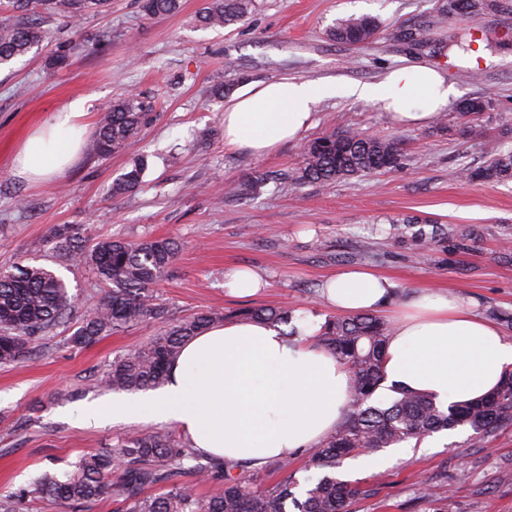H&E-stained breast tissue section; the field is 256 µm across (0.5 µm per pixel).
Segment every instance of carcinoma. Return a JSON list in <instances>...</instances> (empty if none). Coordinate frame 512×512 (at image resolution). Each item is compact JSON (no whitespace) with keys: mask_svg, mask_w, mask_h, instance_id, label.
<instances>
[{"mask_svg":"<svg viewBox=\"0 0 512 512\" xmlns=\"http://www.w3.org/2000/svg\"><path fill=\"white\" fill-rule=\"evenodd\" d=\"M59 5L69 17L79 20L83 12L106 6L107 0H11L17 12L28 15L24 22L0 23V65L26 56L47 38L39 18L31 15L34 4ZM252 0H206L196 17L205 28L227 27L247 13ZM498 7V0H446L436 19L425 24L396 28L391 40L407 45L423 43L425 33L449 17L480 18ZM148 17L173 14L180 0H141ZM379 31L369 16L351 15L337 21L330 37L340 43H368ZM474 32L469 28L448 34V43L436 45L440 53L457 47L472 50ZM486 104L479 98L462 101L458 115L470 133L482 134L477 120ZM155 112L147 97L130 93L112 102L102 113L96 136L88 152L107 158L124 149ZM403 152L395 139H376L353 130L333 132L311 142L304 151L303 165L288 177V185L329 182L356 178L400 164ZM146 161L142 158L112 183V194L137 190ZM478 177L490 182L512 179V149L491 148L489 160ZM47 251L62 263L88 266L95 276L109 285L101 301L87 308L79 326L68 337L75 349L85 348L99 338L135 326L149 318L162 323L160 330L139 348L112 361L103 375L105 389L135 392L163 386L171 365L183 345L210 326L226 320L217 313L200 312L172 321L167 311L154 302L152 286L170 268L180 251L172 238H146L130 242L105 238L88 244L86 228L79 224L53 226L44 239ZM72 308L63 279L54 271L20 260L0 269V366L29 359L46 335L68 318ZM243 316L273 327L289 324L292 312L284 308L246 310ZM391 327L379 316L360 314L327 320L321 326L318 342L345 364L352 375L347 411L336 429L317 444L313 464L322 471L304 490L303 498L294 491L296 483L284 482L272 489H261L247 477L234 476L233 465L201 455L190 442L167 431L133 433L119 440L112 451L82 457L72 468L59 474L45 472L37 480L9 494L0 495V512H23L31 498H43L69 505L97 501L109 493L120 502L119 512H348L355 490L336 477V469L347 458L370 448L378 451L418 440L423 436L457 426H468L484 435L512 424V370L486 396L465 404L443 406L430 394L393 389L388 404L376 401L385 381L384 355ZM191 475L205 481H218L224 491L207 496L193 486L178 481ZM155 488L159 493L146 494Z\"/></svg>","mask_w":512,"mask_h":512,"instance_id":"carcinoma-1","label":"carcinoma"}]
</instances>
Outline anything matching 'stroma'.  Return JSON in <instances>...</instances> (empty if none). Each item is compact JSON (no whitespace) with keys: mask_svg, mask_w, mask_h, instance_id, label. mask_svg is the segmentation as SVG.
I'll use <instances>...</instances> for the list:
<instances>
[{"mask_svg":"<svg viewBox=\"0 0 512 512\" xmlns=\"http://www.w3.org/2000/svg\"><path fill=\"white\" fill-rule=\"evenodd\" d=\"M204 0H181L177 14L148 17L140 0H109L73 28L64 13L42 14L48 37L25 57L0 67V268L17 256L54 268L74 296L68 325L42 340L24 364L0 366V494L27 485L45 471L60 472L88 453L111 448L125 435L160 430L157 422L79 423V409L111 399L99 380L112 360L143 345L157 330L145 321L78 350L67 338L82 310L106 288L87 267L66 266L42 251L57 224H81L90 238L131 241L172 237L181 250L154 286L157 304L172 318L201 311L240 313L286 307L294 319L322 323L336 312L323 284L342 270L364 267L392 278L401 298L442 290L494 323L512 342V180L461 179L463 169L484 166L487 146L512 149V48L493 38L512 35L508 10L480 18L472 45L488 62L469 66L447 57L430 61L445 70L461 99L487 98L483 137L465 133L448 107L443 122L408 128L380 104L331 99L301 140L256 155L224 145V102L212 93L215 76L243 79L233 88L283 76L309 81L379 82L391 69L422 55L389 39L391 29L435 15L443 0H254L249 13L228 27L204 28L195 15ZM350 15L380 22L368 44H339L329 28ZM66 55L62 68L49 60ZM137 93L152 98L156 113L120 152L101 159L80 153L64 172L41 183L13 174L18 142L75 97L88 96L87 118L96 126L113 100ZM344 129L400 141L399 167L350 180L285 189L306 142ZM148 168L141 188L116 196L112 183L139 157ZM267 176L253 195L235 187L255 173ZM258 272L266 286L240 298L224 288L234 267ZM441 444L378 451L373 468H352L356 490L350 512H443L424 489L445 480L453 512H512V424L485 435L466 426L443 432ZM312 449L288 467L270 459L242 460L237 472L271 487L286 478L299 485L317 477Z\"/></svg>","mask_w":512,"mask_h":512,"instance_id":"obj_1","label":"stroma"}]
</instances>
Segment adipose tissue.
<instances>
[{
  "label": "adipose tissue",
  "instance_id": "1",
  "mask_svg": "<svg viewBox=\"0 0 512 512\" xmlns=\"http://www.w3.org/2000/svg\"><path fill=\"white\" fill-rule=\"evenodd\" d=\"M457 95L446 72L428 63L397 67L375 84L284 76L225 103L224 143L259 154L298 140L318 106L333 98L376 102L400 123L423 126ZM91 107L90 98H74L31 132L15 153L14 173L29 180L60 173L87 132ZM395 287L366 269L341 271L324 285L327 302L342 314L390 308L387 385L429 392L447 405L483 397L512 369V343L495 324L445 292L394 303ZM299 331L290 339L251 319L212 326L184 346L165 386L85 407L80 419L171 423L195 448L227 461L290 459L335 429L351 385L348 369L317 344V326L308 322Z\"/></svg>",
  "mask_w": 512,
  "mask_h": 512
}]
</instances>
